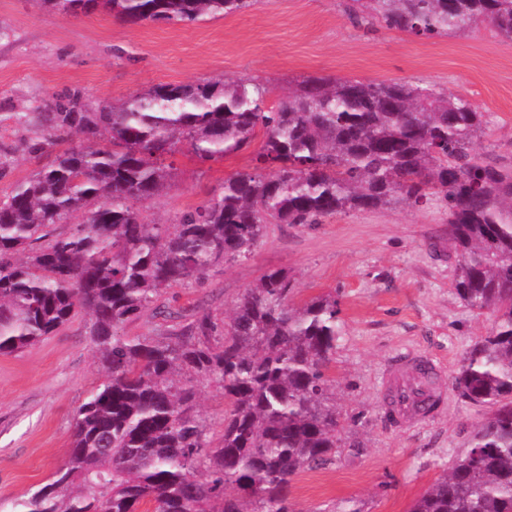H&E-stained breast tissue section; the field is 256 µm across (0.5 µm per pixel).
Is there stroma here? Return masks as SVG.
Segmentation results:
<instances>
[{
    "label": "stroma",
    "mask_w": 512,
    "mask_h": 512,
    "mask_svg": "<svg viewBox=\"0 0 512 512\" xmlns=\"http://www.w3.org/2000/svg\"><path fill=\"white\" fill-rule=\"evenodd\" d=\"M308 76L414 81L464 96L490 122L476 148L512 166V44L490 27L425 39L383 27H355L343 0H256L250 8L188 25L133 24L104 14L72 17L37 0H0V142L16 146L0 195L49 165L56 148L32 157L18 116L70 90L90 106L158 84L251 79L273 98ZM259 143L200 163L187 148L171 156L174 185L138 203L146 222L172 223L219 191L225 177L252 169ZM287 271L293 302L325 295L339 309L340 336L328 374L341 415V455L293 478L296 512H409L463 453L487 415L452 385L468 348L487 336L491 314H476L454 290L456 261L446 215L436 204L351 212L320 224H272L249 259L217 267L204 284L171 288L127 336H152L170 316L230 314L268 270ZM78 315L36 347L0 355V512L52 481L65 458L79 406L106 378ZM416 350L443 364V403L415 429L397 428L382 404L386 367ZM221 389L198 384L197 411L212 441L224 432Z\"/></svg>",
    "instance_id": "stroma-1"
}]
</instances>
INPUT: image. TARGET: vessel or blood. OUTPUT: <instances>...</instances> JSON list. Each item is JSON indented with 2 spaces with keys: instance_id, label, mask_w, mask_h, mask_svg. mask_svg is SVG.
Segmentation results:
<instances>
[{
  "instance_id": "obj_1",
  "label": "vessel or blood",
  "mask_w": 512,
  "mask_h": 512,
  "mask_svg": "<svg viewBox=\"0 0 512 512\" xmlns=\"http://www.w3.org/2000/svg\"><path fill=\"white\" fill-rule=\"evenodd\" d=\"M436 371V364L412 351L392 359L386 370L391 389L386 407L396 426L405 427L433 417L439 400Z\"/></svg>"
}]
</instances>
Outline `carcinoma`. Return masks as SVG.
Returning <instances> with one entry per match:
<instances>
[{"mask_svg":"<svg viewBox=\"0 0 512 512\" xmlns=\"http://www.w3.org/2000/svg\"><path fill=\"white\" fill-rule=\"evenodd\" d=\"M71 16L193 23L254 0H36ZM367 26L426 39L486 23L512 43V0H351ZM251 80L164 84L91 107L53 96L27 153L70 142L0 199V354L25 351L79 313L107 379L78 408L68 453L21 512H296L292 478L341 448L325 368L339 336L336 300L292 302L282 269L265 272L221 322L206 310L161 336H123L168 289L204 283L249 258L270 224H320L350 211L440 202L457 257L454 289L494 316L453 385L489 415L410 512H512V167L474 146L488 113L408 81L307 78L275 106ZM262 136L250 171L172 224L134 207L171 187L164 165L186 144L221 160ZM73 215L70 232L56 225ZM229 410L212 445L197 383Z\"/></svg>","mask_w":512,"mask_h":512,"instance_id":"carcinoma-1","label":"carcinoma"}]
</instances>
